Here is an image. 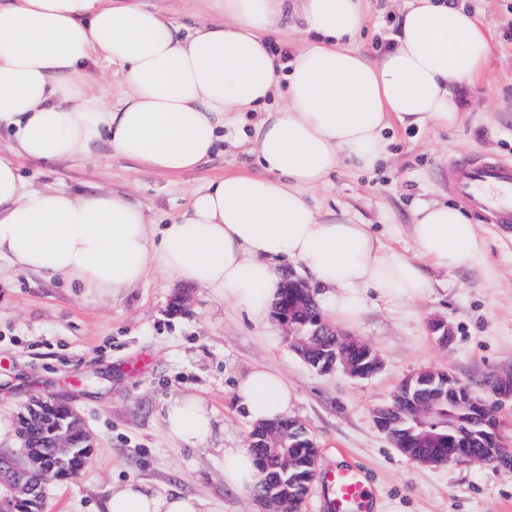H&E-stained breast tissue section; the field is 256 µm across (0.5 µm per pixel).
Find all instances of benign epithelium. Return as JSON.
Wrapping results in <instances>:
<instances>
[{
  "mask_svg": "<svg viewBox=\"0 0 512 512\" xmlns=\"http://www.w3.org/2000/svg\"><path fill=\"white\" fill-rule=\"evenodd\" d=\"M286 284L293 291V300L296 305L302 306L304 302L314 298V292L302 279H288ZM273 317L286 325L289 335L292 336V347L296 354L309 366L322 373H331L342 370L353 377H369L381 369V360L377 352L368 349L367 362L356 363L345 357L340 349L323 353L320 361L315 362L312 356L320 350V344L316 336L320 335L319 329L309 332H301L299 325L291 319L278 313ZM416 383V378L411 377L399 388L400 401L403 411H412L423 419L418 438L424 441H439L441 435L437 429L441 423L434 418L437 410V401L431 400L425 403L412 399L411 391ZM458 398L456 408L458 413L470 414L479 411L483 414L482 424L485 427V435L496 438L499 434L497 419L486 410L484 401L476 396L470 386L461 382L457 383ZM391 408L379 407L374 411V422L379 430L386 433L399 451L421 465L436 464L433 455H414L412 449L406 447L398 435L394 433L395 420L390 414ZM49 426L51 442L54 448L53 455L49 458L42 456L36 449L34 436L41 426ZM80 433V442L73 439L74 432ZM18 437L21 446L17 450L0 451V512H15L16 504L25 500L28 502L30 512H41V506L45 496L47 482L51 479H61L70 468L73 460L79 459L90 448V432L83 416L66 400L55 396H39L30 398L23 407L18 417ZM251 439L260 441L270 452L278 455L282 462L283 470L287 471L294 465L292 457L288 454V448L292 447V434L286 428L273 432L261 429H253ZM506 452L502 444L492 448L484 447L469 456L468 460L484 462L488 464L504 463Z\"/></svg>",
  "mask_w": 512,
  "mask_h": 512,
  "instance_id": "1",
  "label": "benign epithelium"
}]
</instances>
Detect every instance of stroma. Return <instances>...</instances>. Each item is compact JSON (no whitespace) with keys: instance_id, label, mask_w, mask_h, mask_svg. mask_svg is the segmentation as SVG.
Masks as SVG:
<instances>
[{"instance_id":"1","label":"stroma","mask_w":512,"mask_h":512,"mask_svg":"<svg viewBox=\"0 0 512 512\" xmlns=\"http://www.w3.org/2000/svg\"><path fill=\"white\" fill-rule=\"evenodd\" d=\"M474 12L490 36L483 76L469 89L461 121L451 127L394 128L383 159L370 170L346 162L313 200L325 215L345 214L373 225L405 257L415 255L409 226L417 206L452 202L448 161L464 155L512 161V0H453ZM367 21L357 46L377 60L397 29L403 0H365ZM257 115L243 113L224 142L198 169L177 176L142 170L101 146L92 156L56 164L23 159L22 176L82 192L128 193L159 224L170 223L193 188L227 173L253 169L241 146ZM487 265L448 276L430 275L425 297L392 306L368 303L347 327L372 347L381 370L367 378L322 374L292 350L275 319L209 308L193 288L189 313H167L178 286L159 275L116 299L101 298L58 278L16 274L0 262V413L17 418L34 395H62L81 412L93 446L79 475L51 481L43 512H103L110 486L143 479L173 493L206 499L212 512H258L252 494L224 484V458L210 445L169 438L163 414L169 400L195 393L213 407L224 444L244 447L253 428L232 400L237 377L251 364L281 371L298 390L291 416L308 430L320 466L347 464L365 475L379 502L404 512H512V464L460 462L428 467L413 462L374 424L399 385L424 370L448 371L491 408L512 449V399L485 386L487 376L512 378V229L482 224ZM448 323L454 339L441 345L430 330ZM149 362L135 370L138 355Z\"/></svg>"}]
</instances>
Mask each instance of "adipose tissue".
<instances>
[{
	"label": "adipose tissue",
	"instance_id": "adipose-tissue-1",
	"mask_svg": "<svg viewBox=\"0 0 512 512\" xmlns=\"http://www.w3.org/2000/svg\"><path fill=\"white\" fill-rule=\"evenodd\" d=\"M215 18L180 34L146 0H0V260L110 297L160 274L205 290L220 307L264 319L300 267L320 310L356 324L368 300L422 298L429 269L456 273L485 261L486 240L452 204L417 208L409 259L373 225L325 216L312 193L343 161L372 169L393 127L455 124L482 75L488 36L475 15L444 0H410L377 61L352 44L363 0H209ZM295 16L305 39L292 53L267 34ZM120 90L110 93V81ZM260 112L248 140L257 166L192 190L169 224H151L129 196L36 186L17 158L62 162L99 143L149 172L180 175L206 162L220 128ZM233 398L252 424L288 418L298 399L278 370L257 362ZM168 437L190 446L216 434L203 397L172 399ZM224 483L258 480L253 454L227 448ZM105 512H211L207 501L131 479L112 485Z\"/></svg>",
	"mask_w": 512,
	"mask_h": 512
}]
</instances>
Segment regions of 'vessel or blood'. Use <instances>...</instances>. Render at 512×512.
<instances>
[{"mask_svg": "<svg viewBox=\"0 0 512 512\" xmlns=\"http://www.w3.org/2000/svg\"><path fill=\"white\" fill-rule=\"evenodd\" d=\"M448 190L491 223L512 224V163L485 156L459 158L448 165ZM323 481L329 512H369L372 491L359 469L332 467Z\"/></svg>", "mask_w": 512, "mask_h": 512, "instance_id": "1", "label": "vessel or blood"}]
</instances>
